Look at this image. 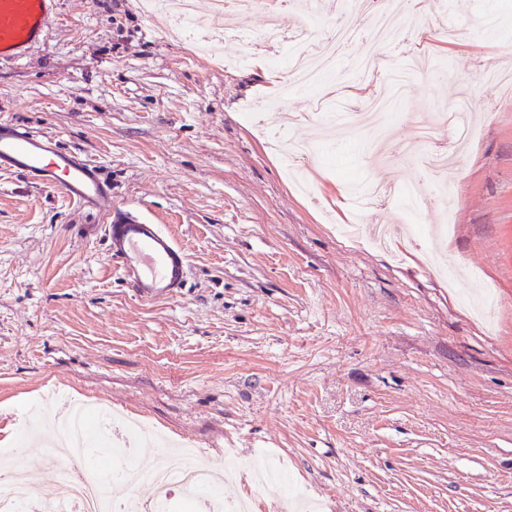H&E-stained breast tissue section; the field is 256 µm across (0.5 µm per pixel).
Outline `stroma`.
<instances>
[{"label":"stroma","instance_id":"stroma-1","mask_svg":"<svg viewBox=\"0 0 512 512\" xmlns=\"http://www.w3.org/2000/svg\"><path fill=\"white\" fill-rule=\"evenodd\" d=\"M150 20L144 0H57L21 59H0V120L60 137L99 165L112 201L188 255L185 287L147 300L107 252L95 212L0 172V433L38 499L57 431L40 403L101 400L206 462H281L320 512H512V0H423L396 14L411 77L377 135L356 118L364 44L320 91L285 90L242 42ZM468 101L473 137L446 175L393 156L414 119ZM343 118L324 132L325 113ZM416 143V142H415ZM446 183L451 210H370L356 237L348 182ZM450 234L375 249L378 224Z\"/></svg>","mask_w":512,"mask_h":512}]
</instances>
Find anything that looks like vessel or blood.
Masks as SVG:
<instances>
[{"label": "vessel or blood", "mask_w": 512, "mask_h": 512, "mask_svg": "<svg viewBox=\"0 0 512 512\" xmlns=\"http://www.w3.org/2000/svg\"><path fill=\"white\" fill-rule=\"evenodd\" d=\"M56 0H0V59H19L42 37ZM0 171L18 173L41 188L102 214L109 251L145 298L180 287L187 255L159 225L141 221L112 201L99 166L62 147L58 136L0 120Z\"/></svg>", "instance_id": "b4317fda"}]
</instances>
